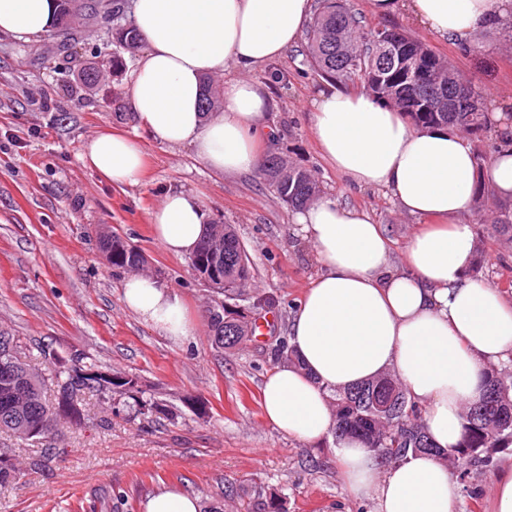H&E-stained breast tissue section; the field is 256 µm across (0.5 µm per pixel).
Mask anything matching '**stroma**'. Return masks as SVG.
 <instances>
[{
    "instance_id": "35a3bbf8",
    "label": "stroma",
    "mask_w": 512,
    "mask_h": 512,
    "mask_svg": "<svg viewBox=\"0 0 512 512\" xmlns=\"http://www.w3.org/2000/svg\"><path fill=\"white\" fill-rule=\"evenodd\" d=\"M365 23L404 30L450 61L479 86L486 105L512 113V53L497 39L463 48L424 30L405 9L381 18L370 0H349ZM112 26L86 18L76 35L61 30L27 41L0 35V332L27 345L30 364L51 377L54 359L84 357L102 369L139 378L148 395L175 420L142 416L125 398L86 394L81 425H65L45 444L0 434V452L22 475L0 484V512H141L157 489L177 485L199 498L229 484L276 485L288 512H374L354 498L338 472L333 438L310 445L289 438L264 419L260 389L276 361L273 346L288 334L290 313L320 266L294 211L260 173L212 172L191 147L171 148L139 127L126 104V76L137 57L107 70L95 89L79 80L85 64L111 56ZM269 84L267 122L277 131L272 154L316 177L323 194L366 210L391 240L400 264L417 218L399 211L378 189L349 184L322 158L313 133L311 102L321 77L303 45L256 70ZM135 136L147 156L139 184L110 185L81 159L86 140L102 130ZM195 192L210 222L234 225L249 254L257 291L274 295L263 312L262 336L241 350L212 346L205 316L208 287L187 257L168 254L150 228V214L170 190ZM489 264L473 277L512 300V244L491 236L467 212ZM121 235L146 256L151 275L180 294L195 317V334L176 343L146 325L122 302L123 274L99 250V232ZM206 407L197 417L193 403ZM53 447L44 456L43 445ZM512 465V449L472 475L477 499L460 495L456 512H491L498 472Z\"/></svg>"
}]
</instances>
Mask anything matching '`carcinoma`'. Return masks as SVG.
Masks as SVG:
<instances>
[{
  "label": "carcinoma",
  "instance_id": "cac0c4a2",
  "mask_svg": "<svg viewBox=\"0 0 512 512\" xmlns=\"http://www.w3.org/2000/svg\"><path fill=\"white\" fill-rule=\"evenodd\" d=\"M61 18L72 29L80 8L76 0H60ZM396 37L401 31L384 24L367 25L350 8L347 0H316L308 23L306 60L319 75L344 84L360 85L378 99L399 108L411 124L417 127H448L466 132L472 137L478 170L485 168L486 152L482 149L483 133L488 129L487 108L475 85L465 79L451 63L448 71L455 78L453 89L433 83H419L411 75L395 72L390 55L394 44L377 41V30ZM113 42L122 51L134 53L142 40L130 23H116ZM458 101L470 103L468 112H452L448 105ZM278 196L294 209L306 206L320 194L312 175L297 166L283 167L280 157L270 158L263 169ZM474 210L482 217H491L492 232L512 243V201H501L490 185L478 178L473 192ZM100 251L109 265L139 264L140 255L132 245L114 232H104L99 238ZM193 255L198 260L192 268L198 278L224 280V324L207 323L211 344L225 352L242 349L255 332V319L250 315L252 303L274 298L258 294L242 305L243 287L252 279V264L235 228L221 224L206 229ZM27 347L6 332H0V433L16 435L30 441L49 435L47 425L55 415L70 424L79 425L84 419L81 394L89 391L113 393L133 400L141 415L169 414L165 404L149 397L134 375L102 371L92 362L79 359L59 363L53 397H48L44 376H32L26 362ZM390 389L389 383L367 382L330 395L335 412L334 439L357 438L364 447L385 463H397L410 453L431 452L450 460L457 479L466 484L472 470L489 465L488 451L502 442L512 443V369L492 368L486 375L482 399L463 415L462 435L458 447L444 452L435 448L422 424V409L405 390L399 409L380 413L372 406V389ZM234 495L227 486L220 494L204 503L203 512H224V498ZM257 512H286V497L274 487L253 490Z\"/></svg>",
  "mask_w": 512,
  "mask_h": 512
}]
</instances>
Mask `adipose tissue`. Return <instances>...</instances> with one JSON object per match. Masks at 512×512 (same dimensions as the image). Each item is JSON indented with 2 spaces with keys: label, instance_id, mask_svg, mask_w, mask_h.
<instances>
[{
  "label": "adipose tissue",
  "instance_id": "ef3b65f1",
  "mask_svg": "<svg viewBox=\"0 0 512 512\" xmlns=\"http://www.w3.org/2000/svg\"><path fill=\"white\" fill-rule=\"evenodd\" d=\"M404 6L425 29L455 42L512 20V0H371L375 15ZM312 0H132L130 17L146 48L128 73L129 107L161 143L193 147L212 170L258 171L269 97L254 70L301 38ZM58 24L57 0H0V33L27 40ZM223 77L217 112L203 114L209 77ZM501 143L484 172L457 130L420 129L375 96L326 83L313 101L312 131L323 157L351 184L388 193L399 210L425 219L409 240L403 267L390 241L361 210L322 196L295 222L322 271L288 320L296 363L275 367L261 386L265 420L308 444L334 426L329 395L380 374L399 376L423 408L434 445L454 448L462 414L479 401L485 374L512 358V301L471 277L476 263L470 208L477 175L512 201V126L493 111ZM85 164L114 186L138 184L139 143L124 133L90 137ZM199 198L166 193L152 211L156 240L169 254H191L207 228ZM122 301L142 322L183 342L194 323L183 299L146 275L129 276ZM348 492L375 512H453L458 487L435 456L411 454L387 465L355 440L336 446Z\"/></svg>",
  "mask_w": 512,
  "mask_h": 512
}]
</instances>
